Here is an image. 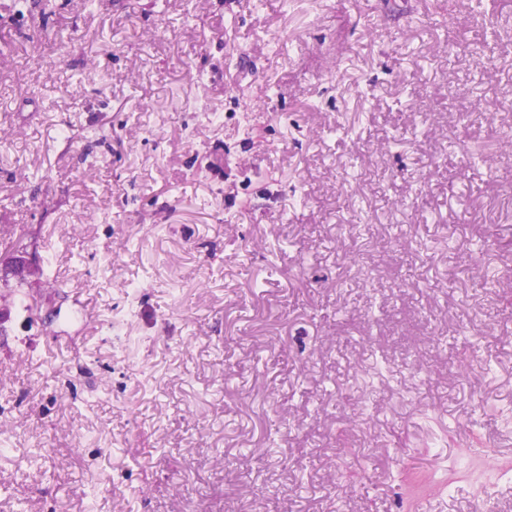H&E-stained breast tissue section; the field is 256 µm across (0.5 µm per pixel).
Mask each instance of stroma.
<instances>
[{
  "instance_id": "obj_1",
  "label": "stroma",
  "mask_w": 512,
  "mask_h": 512,
  "mask_svg": "<svg viewBox=\"0 0 512 512\" xmlns=\"http://www.w3.org/2000/svg\"><path fill=\"white\" fill-rule=\"evenodd\" d=\"M44 1L0 0V257L55 274L0 281V512H512V0Z\"/></svg>"
}]
</instances>
